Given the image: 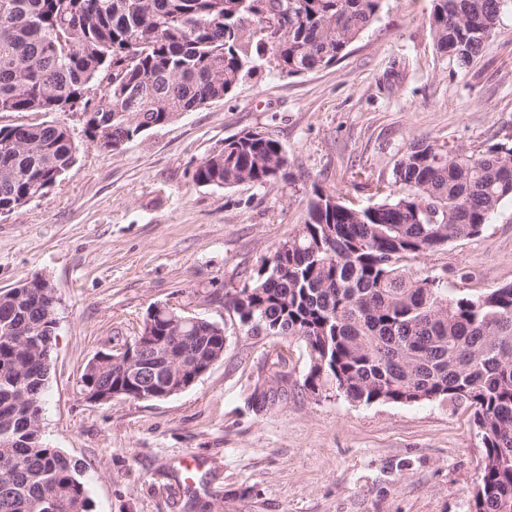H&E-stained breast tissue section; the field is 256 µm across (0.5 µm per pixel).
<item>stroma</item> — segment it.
I'll return each mask as SVG.
<instances>
[{"instance_id": "obj_1", "label": "stroma", "mask_w": 512, "mask_h": 512, "mask_svg": "<svg viewBox=\"0 0 512 512\" xmlns=\"http://www.w3.org/2000/svg\"><path fill=\"white\" fill-rule=\"evenodd\" d=\"M430 7L384 0L332 66L285 76L261 62L231 95L119 152L90 144L76 112L0 115L1 126L67 124L78 145L54 188L0 218V290L37 278L55 290L42 431L83 466L94 512H472L484 450L465 406L311 393L302 343L248 333L224 306L303 223L305 188L367 206L368 181L390 185L417 140L512 145V16L458 70L435 52ZM248 130L282 144L294 184L195 185L197 164ZM412 270L445 272L452 294L512 282V202ZM154 304L222 326L223 358L160 401H87L86 365L134 342ZM188 453L203 460L189 479L179 467Z\"/></svg>"}]
</instances>
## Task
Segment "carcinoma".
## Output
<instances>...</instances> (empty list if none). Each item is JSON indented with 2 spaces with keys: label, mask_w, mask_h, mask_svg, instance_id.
Wrapping results in <instances>:
<instances>
[{
  "label": "carcinoma",
  "mask_w": 512,
  "mask_h": 512,
  "mask_svg": "<svg viewBox=\"0 0 512 512\" xmlns=\"http://www.w3.org/2000/svg\"><path fill=\"white\" fill-rule=\"evenodd\" d=\"M383 0H0V114L81 111L86 137L117 151L222 100L267 57L290 76L326 68L378 19ZM512 0H431L434 47L474 63ZM60 123L0 126V217L54 187L76 162ZM279 142L248 131L203 158L193 181L273 187L288 179ZM306 219L228 297L248 330L301 341L303 386L355 405L448 400L472 409L484 448L474 512L512 509V282L448 295L409 263L479 234L512 200V146L467 152L418 140L378 202L354 206L319 185ZM45 279L0 290V512H92L81 466L48 444L39 414L56 336ZM23 331L31 342H15ZM191 337L220 360L224 328L172 307L135 342L158 351ZM81 391L148 401L149 382L91 361Z\"/></svg>",
  "instance_id": "1"
}]
</instances>
